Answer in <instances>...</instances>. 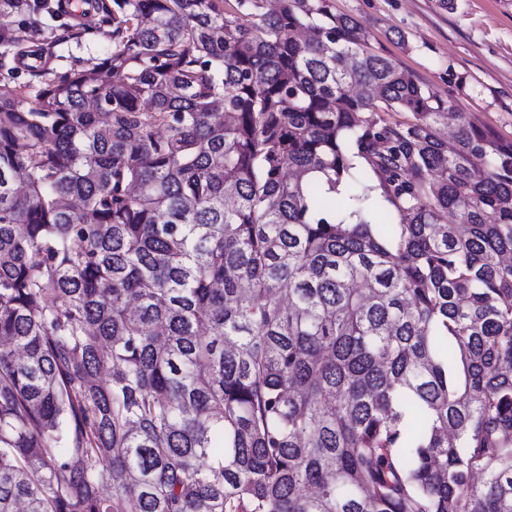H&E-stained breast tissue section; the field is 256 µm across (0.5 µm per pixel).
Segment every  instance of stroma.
<instances>
[{"mask_svg": "<svg viewBox=\"0 0 512 512\" xmlns=\"http://www.w3.org/2000/svg\"><path fill=\"white\" fill-rule=\"evenodd\" d=\"M333 10L360 21L371 47L390 56L428 85L454 111L512 140V0H332ZM9 23L24 39L40 42L77 20L57 0H28ZM112 49L110 28L56 48L52 67L66 71L79 60Z\"/></svg>", "mask_w": 512, "mask_h": 512, "instance_id": "stroma-1", "label": "stroma"}]
</instances>
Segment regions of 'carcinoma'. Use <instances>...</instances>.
Instances as JSON below:
<instances>
[{
    "mask_svg": "<svg viewBox=\"0 0 512 512\" xmlns=\"http://www.w3.org/2000/svg\"><path fill=\"white\" fill-rule=\"evenodd\" d=\"M0 1V512H512L511 142L330 0ZM62 1L64 11L81 20L64 14L60 10L57 0H29L27 1L29 6L11 13L8 21L19 35L33 42L49 39L53 33L63 27L80 28L94 25L97 14L96 12L91 14L90 9L87 8L89 0ZM83 17L86 18L82 19ZM112 29L104 27L81 40H72L58 45L55 49L58 57L53 58L51 67L60 71L76 68L79 60L89 57H101L112 50Z\"/></svg>",
    "mask_w": 512,
    "mask_h": 512,
    "instance_id": "carcinoma-1",
    "label": "carcinoma"
}]
</instances>
